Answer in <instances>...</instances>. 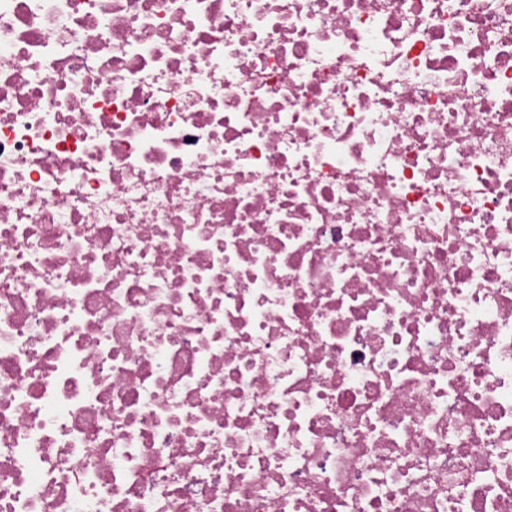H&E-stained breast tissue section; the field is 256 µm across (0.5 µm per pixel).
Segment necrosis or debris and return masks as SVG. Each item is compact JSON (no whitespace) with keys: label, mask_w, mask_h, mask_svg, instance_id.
Segmentation results:
<instances>
[{"label":"necrosis or debris","mask_w":512,"mask_h":512,"mask_svg":"<svg viewBox=\"0 0 512 512\" xmlns=\"http://www.w3.org/2000/svg\"><path fill=\"white\" fill-rule=\"evenodd\" d=\"M0 512H512V0H0Z\"/></svg>","instance_id":"necrosis-or-debris-1"}]
</instances>
